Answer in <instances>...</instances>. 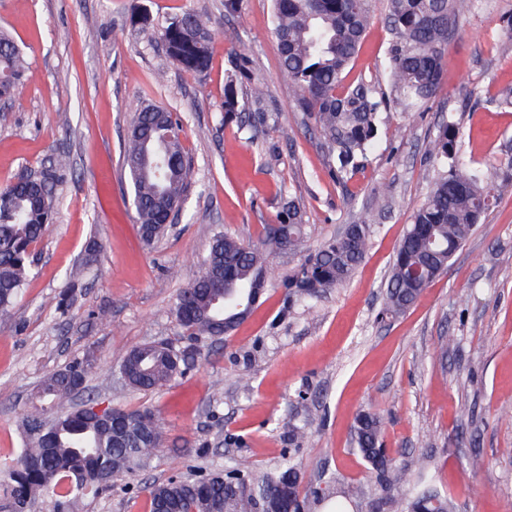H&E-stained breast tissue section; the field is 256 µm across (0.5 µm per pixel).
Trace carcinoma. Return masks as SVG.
Returning a JSON list of instances; mask_svg holds the SVG:
<instances>
[{"instance_id": "cac0c4a2", "label": "carcinoma", "mask_w": 512, "mask_h": 512, "mask_svg": "<svg viewBox=\"0 0 512 512\" xmlns=\"http://www.w3.org/2000/svg\"><path fill=\"white\" fill-rule=\"evenodd\" d=\"M370 0H273V33L288 95L310 113L328 146L336 151L334 171L345 181L363 166L377 132L378 113L387 102L377 87L363 80L345 82L371 23ZM393 39L388 70L397 100L409 108L428 101L438 89L448 37L458 19V0H387ZM172 63L191 75L211 64L212 33L191 10L169 17L156 31ZM26 80L18 47L0 33V99L14 97ZM265 86L252 82L249 96L238 99L234 80L224 86V112L269 116L263 107ZM174 113L145 106L135 112L123 148L133 188L138 231L148 244L163 237L169 212L181 207L190 186L191 161ZM458 129L440 127L433 154L442 165L424 202L397 246L381 315L406 312L448 266L453 250L472 234L490 207L512 186V148L507 146L489 171L464 163L457 148ZM54 212L52 182L9 183L0 188V314L9 311L32 275L31 251ZM369 225L363 220L311 251L303 215L290 200L278 222L263 228L257 241L215 236L194 280L176 297L173 314L187 332L182 348L147 342L129 350L120 364L128 386L143 392L161 389L186 374L201 348L221 338L253 310L258 289L271 279V259L305 252L304 264L285 288L297 301L316 298L343 285L363 261ZM91 364L75 360L46 375L31 394L21 420L23 448L4 464L0 512H22L40 497L53 501L54 512H74L84 499L112 488L113 480L146 466L164 453L162 424L148 407L114 408L101 419L83 404L71 405L85 390ZM354 442L376 474L382 496L378 508L404 512H453L448 496L427 481L419 458L398 465L384 448L380 416L362 413L353 427ZM252 462L236 459L225 472L170 479L150 488L151 505L165 512H244V495L253 502L270 499L291 486L303 510L308 491L300 468L289 461L277 472L247 487ZM409 489L399 500L394 493Z\"/></svg>"}]
</instances>
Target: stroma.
<instances>
[{
	"instance_id": "obj_1",
	"label": "stroma",
	"mask_w": 512,
	"mask_h": 512,
	"mask_svg": "<svg viewBox=\"0 0 512 512\" xmlns=\"http://www.w3.org/2000/svg\"><path fill=\"white\" fill-rule=\"evenodd\" d=\"M135 7L152 29L131 24ZM187 8L214 34L201 76L174 67L153 32ZM510 14L512 0L462 5L435 95L410 119L390 101L364 166L339 184L330 175L335 154L284 90L271 0H244L238 13L225 12L224 0H0V32L28 63L19 94L0 102V186L35 171L51 173L56 189L34 275L0 319V462L23 444L21 416L39 381L87 359L90 390L115 407L154 408L169 451L77 512H147L151 482L216 472L241 457L253 462L255 481L285 459L297 463L315 493L308 512H326L321 494L357 485L365 495L350 500L349 512H373L379 490L353 442L363 412L383 419L396 462L429 459L455 512H512V192L415 306L379 318L393 253L437 175L428 149L439 126L454 123L461 156L484 170L512 142V108L486 104L512 88V40L502 23ZM386 15V0H372L347 78L388 94ZM241 51L252 64L239 92L264 82L273 115L257 128L224 117L225 79ZM147 105L180 116L192 165L177 222L150 246L138 234L122 151L135 109ZM290 199L314 248L370 219V247L351 278L291 302L283 282L302 258L275 257L250 317L206 345L183 377L156 393L125 386L119 365L129 349L182 344L171 308L212 238L257 237ZM92 239L102 250L87 269ZM76 271L84 286L59 306ZM297 425L306 429L299 442ZM475 455L485 459L477 471L469 467Z\"/></svg>"
}]
</instances>
